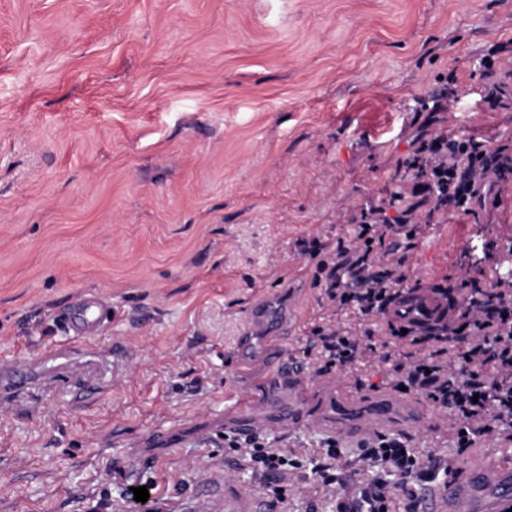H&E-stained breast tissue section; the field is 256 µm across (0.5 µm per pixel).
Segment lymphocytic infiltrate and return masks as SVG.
<instances>
[{
	"mask_svg": "<svg viewBox=\"0 0 512 512\" xmlns=\"http://www.w3.org/2000/svg\"><path fill=\"white\" fill-rule=\"evenodd\" d=\"M461 144L469 154L466 163L448 165V203L472 214L485 206L506 169L501 152L471 150L467 138ZM395 206V200L384 198L362 212L348 243L330 257H322L320 241L304 243V253L319 259L315 280L334 305L382 316L397 304L408 281L398 252L413 248L419 227ZM470 285L469 296L449 323L420 332L386 326L388 336L412 347L391 364L393 389L424 393L448 413L456 425L455 446L462 451L486 437L512 443V281L484 288L474 279ZM311 334L321 373L350 365L373 348L370 335L326 323L313 326ZM224 445L240 468L256 476L277 512H288V488L304 467L334 499L336 512H413L409 503L397 508L392 478L406 489L452 466L447 453L424 461L398 439L381 435L359 446L357 459L371 470L364 481L357 480L334 437L299 453L256 434L225 436Z\"/></svg>",
	"mask_w": 512,
	"mask_h": 512,
	"instance_id": "lymphocytic-infiltrate-1",
	"label": "lymphocytic infiltrate"
}]
</instances>
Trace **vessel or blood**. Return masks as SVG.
Returning <instances> with one entry per match:
<instances>
[{
	"mask_svg": "<svg viewBox=\"0 0 512 512\" xmlns=\"http://www.w3.org/2000/svg\"><path fill=\"white\" fill-rule=\"evenodd\" d=\"M400 308L415 327L422 328L449 321L457 304L439 293L437 283L427 282L418 290L403 292ZM111 318L110 304L87 299L72 305L64 330L67 337L85 341L95 337ZM287 333V320L276 314L267 298L252 304L238 358L247 364L255 356H262L267 374L282 396L265 403L260 411L253 397H239L231 406L237 433L253 434L270 421L286 428L326 416L340 420L345 434L365 435L387 427L393 411L389 399H376L363 412L352 411L346 402L332 395L316 402L303 399L302 392L308 386L304 370L288 362L281 350ZM458 468L459 477L425 486L413 502L414 512H512V462L489 451L480 459H461Z\"/></svg>",
	"mask_w": 512,
	"mask_h": 512,
	"instance_id": "1",
	"label": "vessel or blood"
}]
</instances>
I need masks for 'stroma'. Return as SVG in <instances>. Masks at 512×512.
Returning <instances> with one entry per match:
<instances>
[{"label": "stroma", "mask_w": 512, "mask_h": 512, "mask_svg": "<svg viewBox=\"0 0 512 512\" xmlns=\"http://www.w3.org/2000/svg\"><path fill=\"white\" fill-rule=\"evenodd\" d=\"M512 0H0V512H224L254 479L224 446L227 408L280 391L236 357L257 294L301 320L285 342L358 409L390 394L386 364L315 373L313 325L373 333L337 309L300 243L336 248L360 213L406 189L425 124L512 151ZM500 102L490 105L489 89ZM498 205L436 213L411 281L512 267V175ZM491 260L462 271L464 248ZM107 298L112 322L66 340L61 312ZM123 343L129 359L112 355ZM392 437L421 455L450 422ZM167 432L162 444L148 436ZM147 486V502L126 492Z\"/></svg>", "instance_id": "1"}]
</instances>
